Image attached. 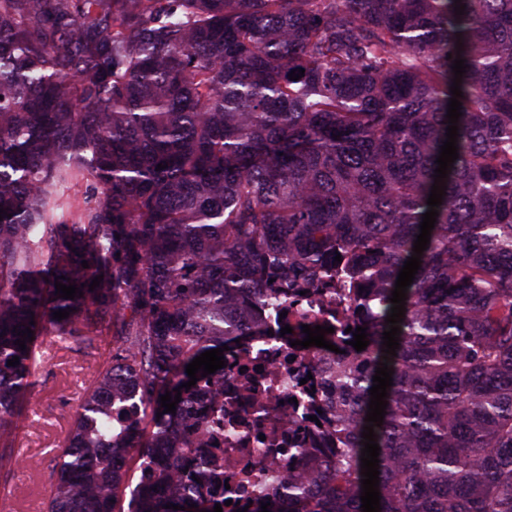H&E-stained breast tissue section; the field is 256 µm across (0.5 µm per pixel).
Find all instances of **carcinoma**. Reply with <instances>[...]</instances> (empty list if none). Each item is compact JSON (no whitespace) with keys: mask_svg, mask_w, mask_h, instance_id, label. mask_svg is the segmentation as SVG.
<instances>
[{"mask_svg":"<svg viewBox=\"0 0 512 512\" xmlns=\"http://www.w3.org/2000/svg\"><path fill=\"white\" fill-rule=\"evenodd\" d=\"M461 4L0 0V471L41 337L104 326L117 348L92 366L46 512H121L132 463L151 482L128 512H211L219 460L172 427L209 426L186 367L314 281L347 289L370 332L350 359L321 349L343 460L301 453L288 510L261 487L255 512H362L369 389L459 55V158L386 361L378 490L381 512H512V0ZM81 182L80 209L48 207Z\"/></svg>","mask_w":512,"mask_h":512,"instance_id":"1","label":"carcinoma"}]
</instances>
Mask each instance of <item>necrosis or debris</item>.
I'll list each match as a JSON object with an SVG mask.
<instances>
[{"mask_svg":"<svg viewBox=\"0 0 512 512\" xmlns=\"http://www.w3.org/2000/svg\"><path fill=\"white\" fill-rule=\"evenodd\" d=\"M347 299L315 291L290 290L279 311L264 316L265 334L246 336L230 345L225 365L199 384L195 402L210 409L223 401V427L190 431L198 459L224 460L225 512H243L252 501V486L267 484L272 474H299L302 457L335 458L339 446L328 431L333 418L327 408L319 353L291 346L283 325L328 326L337 347L353 354L349 335L336 320Z\"/></svg>","mask_w":512,"mask_h":512,"instance_id":"1","label":"necrosis or debris"}]
</instances>
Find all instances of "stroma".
<instances>
[{"label":"stroma","instance_id":"35a3bbf8","mask_svg":"<svg viewBox=\"0 0 512 512\" xmlns=\"http://www.w3.org/2000/svg\"><path fill=\"white\" fill-rule=\"evenodd\" d=\"M110 337L42 339L46 358L30 387L29 407L16 421V449L25 466L0 475V512H43L51 490V459L65 442L72 418L89 387L90 361L107 353Z\"/></svg>","mask_w":512,"mask_h":512}]
</instances>
